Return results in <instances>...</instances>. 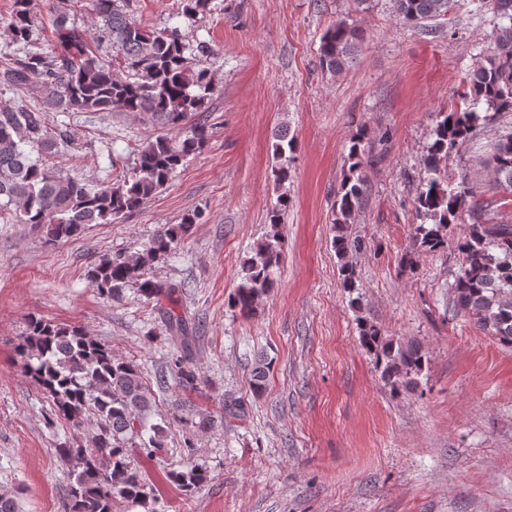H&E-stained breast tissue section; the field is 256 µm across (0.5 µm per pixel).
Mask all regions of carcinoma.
<instances>
[{
  "label": "carcinoma",
  "mask_w": 512,
  "mask_h": 512,
  "mask_svg": "<svg viewBox=\"0 0 512 512\" xmlns=\"http://www.w3.org/2000/svg\"><path fill=\"white\" fill-rule=\"evenodd\" d=\"M83 2L101 20L94 37L68 25L65 10L54 14L55 48L52 52L17 51L0 56V90H33L40 106L21 97L0 102V213L7 211L17 224L43 230L55 244L79 235L88 224L117 223L159 193L185 159L201 150L209 136L199 118L179 138L160 134L137 154L134 167L123 179L91 183L47 166L40 156L51 155L74 140V134L53 125V112H134L149 114L164 127H179L203 112L215 82L208 70L192 68L186 51L190 45L177 29L157 33L136 24L128 0H75ZM32 0H13L0 27L14 44H28L34 23ZM451 0H395L398 16L407 24L422 25L448 13ZM503 20L472 71L466 90V107L436 116L433 141L424 157L426 179L419 185L415 209L428 223L418 224L404 262L415 269L416 258L447 244L445 231L464 215L484 208L478 191L466 180L449 181L443 174L448 161L476 129L512 112V0H489ZM364 40L361 29L345 20L322 36L319 63L336 74L354 58ZM108 43L121 58L127 75L121 76L102 57ZM365 131L350 140L348 169L333 207L334 246L344 257L361 243L349 241L344 226L360 207L364 194V168L371 154L365 148ZM294 139L277 135L271 168L273 181L288 180ZM488 163L493 182L502 192L512 191V132L498 135ZM289 199L278 198L268 213L272 234L258 243L242 265L241 281L229 298L230 306L244 315L277 286L275 271L281 259L278 226ZM199 215L178 224H162L143 250L109 253L95 259L86 278L97 293L118 300L133 286L144 303L162 309L176 285L158 280L153 268L163 262L189 234ZM456 248L463 261L452 284L456 310L474 326L512 348V222L470 224L459 235ZM168 328L184 335L182 353L171 369L185 390L198 385L192 366L186 317L165 310ZM363 346L373 355L381 379L393 390L418 384L427 365L420 345L386 341L379 330L360 323ZM18 354L24 373L37 384L64 419L80 424L94 419L88 448L62 447L60 457L72 464L69 512H126L124 503L145 505L154 498L146 472L132 462V452L146 459L165 449L166 428L147 426L152 393L139 366L112 354V348L88 336L79 326H67L34 317L29 320ZM270 363L259 361L253 369L252 389H265ZM171 482L186 493L198 491L208 480L207 471L192 466L169 472Z\"/></svg>",
  "instance_id": "obj_1"
}]
</instances>
